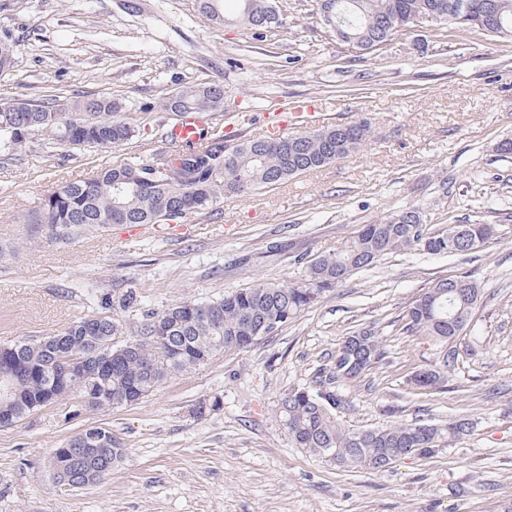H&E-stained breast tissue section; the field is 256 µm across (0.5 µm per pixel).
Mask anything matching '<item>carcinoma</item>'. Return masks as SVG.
<instances>
[{"mask_svg":"<svg viewBox=\"0 0 512 512\" xmlns=\"http://www.w3.org/2000/svg\"><path fill=\"white\" fill-rule=\"evenodd\" d=\"M238 21L253 35L282 25L273 0H238ZM207 17L223 22L224 0H201ZM319 20L344 32L361 53H372L395 39L410 19L424 17L425 32L454 27L475 29L489 37H512V0H318ZM14 64V45L0 38V72ZM185 107L193 112H214L224 107L220 84H190L179 90ZM31 111L16 112L0 105V153L22 150L33 140L45 153L62 142L97 149H116L136 136L130 123L115 117L120 106L106 99H87L57 111V102L32 101ZM352 140L336 142L342 125L291 131L244 140L227 146L228 136L218 127L202 132L197 146L168 156H138L100 169L83 180L69 181L47 194L26 222L43 224L52 235L69 238L112 224L143 226L184 223L192 215L207 214L227 197H243L272 188L305 172L318 170L359 152L371 138L368 122ZM420 208L409 206L371 224H364L336 250L312 259L297 280L259 282L201 303L186 300L154 313L125 343L112 345V361L105 367L66 368L63 360L79 358L86 349L109 337L122 336L123 322L112 307L99 313L101 331L88 319L68 326L61 341L21 338L7 345L21 374L9 384L0 382V414L15 421L46 406L64 404L94 390L101 397L93 410L131 404L147 396L169 377L200 365L220 352L244 351L264 338L263 326L283 327L323 294L352 273L397 251L458 256L497 239L495 224H448L430 228L413 223ZM479 296L468 276L441 279L407 307L404 328L430 336L441 348L434 365L415 371L416 388H439L456 362L449 344L467 329ZM163 322L171 336L164 347L155 340V322ZM384 359L381 341L363 328L346 337L320 368L311 384L284 393L279 418L288 435L302 448L350 469H379L393 452L400 458L427 456L460 439L472 428L465 417L446 422L424 420L369 429H347L336 411L342 400L335 387L355 380Z\"/></svg>","mask_w":512,"mask_h":512,"instance_id":"1","label":"carcinoma"}]
</instances>
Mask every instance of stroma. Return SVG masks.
<instances>
[{"label": "stroma", "instance_id": "stroma-1", "mask_svg": "<svg viewBox=\"0 0 512 512\" xmlns=\"http://www.w3.org/2000/svg\"><path fill=\"white\" fill-rule=\"evenodd\" d=\"M0 0V36L15 65L0 74V104L108 98L138 130L119 149L29 144L0 155V345L60 333L133 291L119 310L127 336L148 315L258 282H289L361 225L407 206L428 226L484 222L499 239L463 257L402 251L357 272L244 351L176 374L136 403L67 416L52 405L0 428V512H506L512 507V41L452 29L360 54L317 17L316 0H277L283 25L254 39L209 20L199 0ZM190 83L224 87L212 122L232 143L260 135L268 112L324 123L369 122L360 152L275 189L225 199L211 216L141 232L115 224L64 241L27 212L58 184L136 155L171 153L150 132L163 99ZM277 241L281 250H270ZM470 275L481 292L445 387L409 378L433 364L430 337L404 332L409 303L437 280ZM374 329L385 360L337 386L350 429L465 416L467 435L432 455L380 470H348L297 447L279 402L309 385L336 346ZM219 410L198 417L203 399ZM92 426L111 428L126 455L98 483L64 488L54 449Z\"/></svg>", "mask_w": 512, "mask_h": 512}]
</instances>
